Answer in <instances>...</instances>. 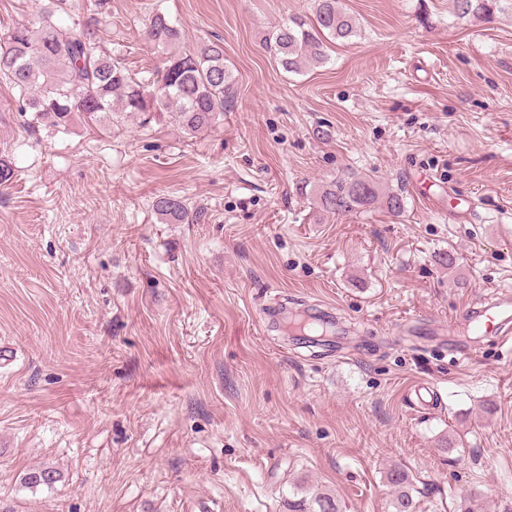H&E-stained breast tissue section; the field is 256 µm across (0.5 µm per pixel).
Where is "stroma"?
Instances as JSON below:
<instances>
[{
  "mask_svg": "<svg viewBox=\"0 0 512 512\" xmlns=\"http://www.w3.org/2000/svg\"><path fill=\"white\" fill-rule=\"evenodd\" d=\"M345 5L357 36L295 74L263 41L310 0H111L100 35L137 76L153 9L183 49L223 40L234 101L191 139L32 128L0 83V512H393L395 467L419 512H512V348L459 362L417 331L512 287V9ZM347 173L404 214L318 211ZM160 195L201 220L161 223ZM275 300L331 306V345L266 331ZM38 467L59 482L27 488ZM317 505L318 509L310 510V507H307V499H300L297 501L289 502L288 511L289 512H338V506L335 500L325 494H316L313 499H311L308 503V506Z\"/></svg>",
  "mask_w": 512,
  "mask_h": 512,
  "instance_id": "35a3bbf8",
  "label": "stroma"
}]
</instances>
